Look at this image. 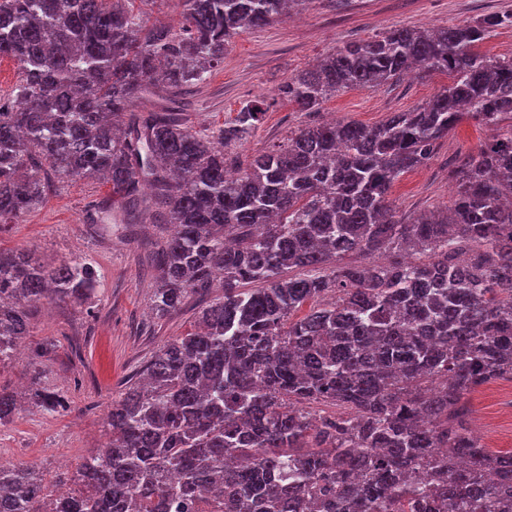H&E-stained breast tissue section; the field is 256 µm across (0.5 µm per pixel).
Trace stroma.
I'll use <instances>...</instances> for the list:
<instances>
[{
	"label": "stroma",
	"instance_id": "1",
	"mask_svg": "<svg viewBox=\"0 0 512 512\" xmlns=\"http://www.w3.org/2000/svg\"><path fill=\"white\" fill-rule=\"evenodd\" d=\"M510 12L512 0H310L291 15L236 35L223 61L177 106L192 129L218 130L247 103L265 101L268 109L258 128L231 148L243 162L315 123L336 119L374 126L423 104L449 84L448 75L407 74L389 85L348 89L315 113L299 111L281 89L342 44L398 27H443ZM488 136L484 126L463 120L425 165L395 183L391 200L398 216L450 206L452 163L476 152ZM111 195V185L103 182H58L40 207L0 226V248L24 249L41 261L86 262L97 274L91 304L49 303L33 317L26 343L48 345L42 363H33L25 352L0 368L1 385L28 391L40 384L62 391L70 402L68 411L54 415L26 402L0 427V459L34 466L51 483L101 448L112 401L160 347L190 330L203 303L193 295L180 311L155 316L152 251L168 231L162 224L126 229L90 223L93 202ZM470 405L472 428L483 444L512 453V380L485 383L471 395Z\"/></svg>",
	"mask_w": 512,
	"mask_h": 512
}]
</instances>
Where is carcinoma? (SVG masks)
<instances>
[{
  "mask_svg": "<svg viewBox=\"0 0 512 512\" xmlns=\"http://www.w3.org/2000/svg\"><path fill=\"white\" fill-rule=\"evenodd\" d=\"M153 2L0 0V58L19 71L0 95V224L40 205L51 178L110 184L97 210L122 224L149 189L174 227L152 311L222 295L112 401L109 444L68 492L0 463V512H512V453L471 434L469 404L512 379V59L479 51L512 13L336 48L282 89L299 111L414 68L451 82L377 126L301 128L230 176L260 103L210 133L132 108L159 82L176 93L203 80L241 30L307 0H182L175 25L148 24ZM465 117L494 135L452 171L451 207L397 217L394 183ZM95 286L87 263L0 249V368L37 305L82 306ZM33 398L51 415L69 408L55 389ZM18 405L0 387V427Z\"/></svg>",
  "mask_w": 512,
  "mask_h": 512,
  "instance_id": "cac0c4a2",
  "label": "carcinoma"
}]
</instances>
